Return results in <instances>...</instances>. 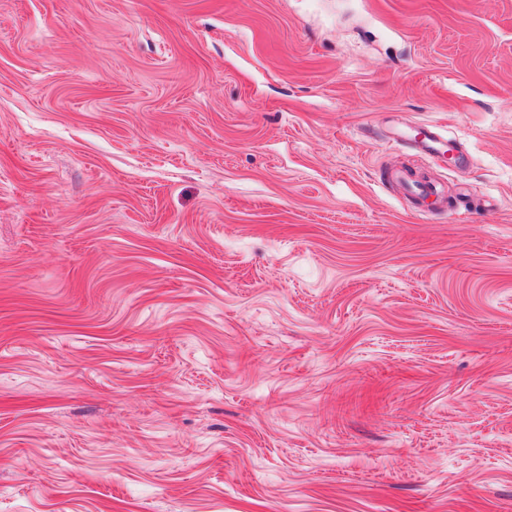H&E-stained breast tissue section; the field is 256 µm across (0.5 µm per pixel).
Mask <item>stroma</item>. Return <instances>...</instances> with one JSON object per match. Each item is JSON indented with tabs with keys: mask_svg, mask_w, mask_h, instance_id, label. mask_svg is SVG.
<instances>
[{
	"mask_svg": "<svg viewBox=\"0 0 512 512\" xmlns=\"http://www.w3.org/2000/svg\"><path fill=\"white\" fill-rule=\"evenodd\" d=\"M0 512H512V0H0ZM409 143L417 153L429 154L433 157L439 155L441 148L445 146L431 125L420 126L419 132L414 135Z\"/></svg>",
	"mask_w": 512,
	"mask_h": 512,
	"instance_id": "35a3bbf8",
	"label": "stroma"
}]
</instances>
